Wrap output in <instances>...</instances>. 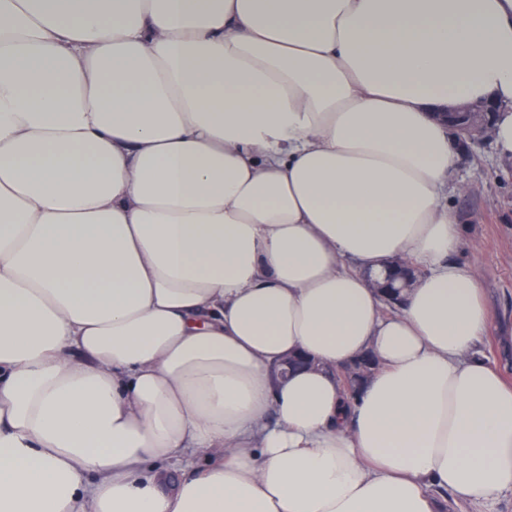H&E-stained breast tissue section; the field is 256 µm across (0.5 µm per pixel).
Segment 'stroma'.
<instances>
[{"instance_id":"1","label":"stroma","mask_w":512,"mask_h":512,"mask_svg":"<svg viewBox=\"0 0 512 512\" xmlns=\"http://www.w3.org/2000/svg\"><path fill=\"white\" fill-rule=\"evenodd\" d=\"M458 169L468 187L452 198L465 228L458 258L477 267L491 311L480 351L512 383V159L488 141L460 156Z\"/></svg>"}]
</instances>
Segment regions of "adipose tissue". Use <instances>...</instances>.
<instances>
[{"instance_id": "obj_1", "label": "adipose tissue", "mask_w": 512, "mask_h": 512, "mask_svg": "<svg viewBox=\"0 0 512 512\" xmlns=\"http://www.w3.org/2000/svg\"><path fill=\"white\" fill-rule=\"evenodd\" d=\"M486 100L512 158V0H0V512H496L432 118Z\"/></svg>"}]
</instances>
